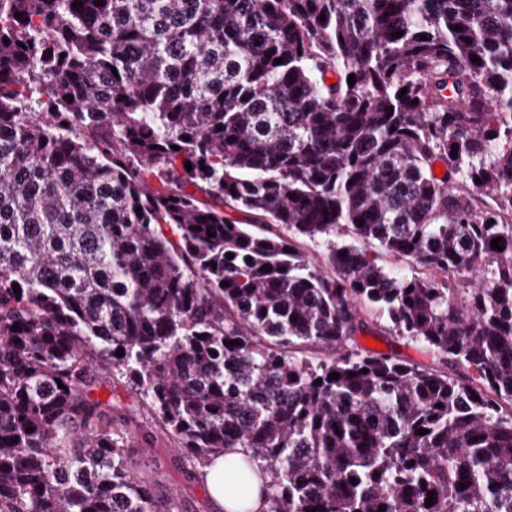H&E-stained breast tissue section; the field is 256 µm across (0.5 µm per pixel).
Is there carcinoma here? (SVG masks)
I'll return each mask as SVG.
<instances>
[{"label":"carcinoma","mask_w":512,"mask_h":512,"mask_svg":"<svg viewBox=\"0 0 512 512\" xmlns=\"http://www.w3.org/2000/svg\"><path fill=\"white\" fill-rule=\"evenodd\" d=\"M98 364L267 512H512V0H0V512L177 509ZM362 315L367 320L366 329L357 332L353 341L348 343L350 348L379 353L394 352L406 362L431 366L438 370L448 371V373H451L454 369L449 364L447 369L446 365L441 364L433 353L422 343L407 338L392 336L389 330V322L385 317L374 316L370 314L369 311H362ZM365 336L373 337L385 343L387 345L386 350L379 351L369 347V344H366Z\"/></svg>","instance_id":"carcinoma-1"}]
</instances>
